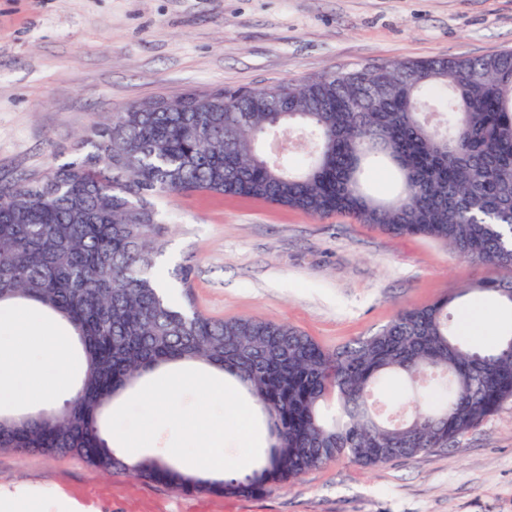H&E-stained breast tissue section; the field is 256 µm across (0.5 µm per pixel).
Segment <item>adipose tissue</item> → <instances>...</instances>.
<instances>
[{
	"label": "adipose tissue",
	"instance_id": "obj_1",
	"mask_svg": "<svg viewBox=\"0 0 512 512\" xmlns=\"http://www.w3.org/2000/svg\"><path fill=\"white\" fill-rule=\"evenodd\" d=\"M75 333L71 326L52 315L35 320L18 306L0 309V405L36 396L54 399L65 387L64 371L44 372L35 352H47L58 361L68 359Z\"/></svg>",
	"mask_w": 512,
	"mask_h": 512
}]
</instances>
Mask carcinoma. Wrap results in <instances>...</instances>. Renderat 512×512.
<instances>
[{"instance_id":"1","label":"carcinoma","mask_w":512,"mask_h":512,"mask_svg":"<svg viewBox=\"0 0 512 512\" xmlns=\"http://www.w3.org/2000/svg\"><path fill=\"white\" fill-rule=\"evenodd\" d=\"M184 92L93 126L91 151L43 178L0 182V305L30 301L71 325L85 372L60 411L5 416L0 448L76 453L182 494L253 496L332 460L371 467L444 450L512 402V331L492 349L463 342L450 305L470 294L512 308V282L491 274L435 302L400 309L375 333L329 350L283 323L214 319L190 289L175 303L152 274L165 241L152 199L205 191L318 217L346 214L396 236L438 240L461 260L512 271V51L435 56L306 82ZM302 126L310 149L269 163L262 142ZM399 193H366L369 159ZM199 363L235 378L267 420L265 458L243 478L134 465L99 431L104 409L143 374ZM413 385L409 417L377 391Z\"/></svg>"}]
</instances>
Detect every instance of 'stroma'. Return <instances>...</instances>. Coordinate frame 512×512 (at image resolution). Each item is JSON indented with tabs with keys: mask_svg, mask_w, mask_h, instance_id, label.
I'll return each mask as SVG.
<instances>
[{
	"mask_svg": "<svg viewBox=\"0 0 512 512\" xmlns=\"http://www.w3.org/2000/svg\"><path fill=\"white\" fill-rule=\"evenodd\" d=\"M510 49L512 0H0V175L83 155L93 122L135 102ZM153 204L157 268L168 281L190 268L202 312L283 322L328 348L489 274L344 214L205 192ZM0 512H512V402L448 450L340 459L249 498L0 448Z\"/></svg>",
	"mask_w": 512,
	"mask_h": 512,
	"instance_id": "1",
	"label": "stroma"
}]
</instances>
